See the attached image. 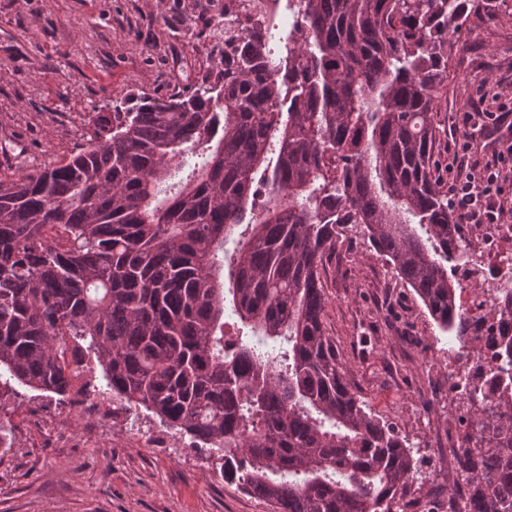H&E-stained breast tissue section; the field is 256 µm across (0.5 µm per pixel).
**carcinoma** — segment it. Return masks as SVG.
<instances>
[{
	"label": "carcinoma",
	"instance_id": "1",
	"mask_svg": "<svg viewBox=\"0 0 512 512\" xmlns=\"http://www.w3.org/2000/svg\"><path fill=\"white\" fill-rule=\"evenodd\" d=\"M497 7L288 0L302 36L277 59L226 7L193 85L98 117L65 161L0 175V387L64 397L93 357L113 400L204 440L273 512H394L422 461L323 328L324 257L359 225L442 331L479 342L501 323L500 393L491 408L468 393L484 434L452 450L448 512H512V292L484 317L457 305L462 217L436 155L452 38Z\"/></svg>",
	"mask_w": 512,
	"mask_h": 512
}]
</instances>
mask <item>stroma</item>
<instances>
[{
  "label": "stroma",
  "instance_id": "1",
  "mask_svg": "<svg viewBox=\"0 0 512 512\" xmlns=\"http://www.w3.org/2000/svg\"><path fill=\"white\" fill-rule=\"evenodd\" d=\"M199 0H0V171L33 172L85 145L96 115L166 99L205 72L223 34L197 16ZM448 62V130L440 159L456 177L462 105L482 81L499 95L485 109L512 108V0L471 18ZM358 234L326 255L325 329L369 408L435 467L445 417L467 404L448 393V374L423 378L425 355H448L442 332L409 288ZM36 426L21 418L33 404ZM92 407L26 388L0 397V512H272L266 500L218 480L209 453L164 432L145 409L120 410L107 429L85 428Z\"/></svg>",
  "mask_w": 512,
  "mask_h": 512
}]
</instances>
